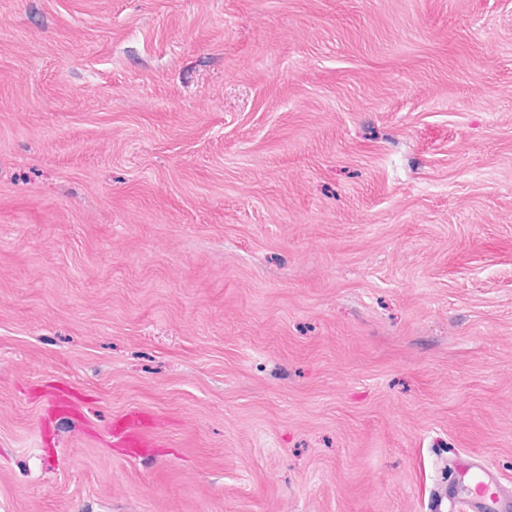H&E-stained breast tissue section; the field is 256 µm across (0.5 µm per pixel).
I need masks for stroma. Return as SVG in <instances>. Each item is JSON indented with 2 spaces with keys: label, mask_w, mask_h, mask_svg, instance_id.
<instances>
[{
  "label": "stroma",
  "mask_w": 512,
  "mask_h": 512,
  "mask_svg": "<svg viewBox=\"0 0 512 512\" xmlns=\"http://www.w3.org/2000/svg\"><path fill=\"white\" fill-rule=\"evenodd\" d=\"M462 454L512 480V0H0V512H448ZM42 397L50 408L58 412L73 413L78 409V399L70 393L68 388L45 386ZM109 435L116 448H140L154 440L153 427L138 412L118 418L111 426Z\"/></svg>",
  "instance_id": "obj_1"
}]
</instances>
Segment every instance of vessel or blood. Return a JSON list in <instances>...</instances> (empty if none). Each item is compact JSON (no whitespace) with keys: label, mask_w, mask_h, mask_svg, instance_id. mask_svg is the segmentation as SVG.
Here are the masks:
<instances>
[{"label":"vessel or blood","mask_w":512,"mask_h":512,"mask_svg":"<svg viewBox=\"0 0 512 512\" xmlns=\"http://www.w3.org/2000/svg\"><path fill=\"white\" fill-rule=\"evenodd\" d=\"M43 398L53 410L70 413L78 408L77 398L68 388L45 387ZM117 448H140L151 444L154 430L140 413L118 418L109 431ZM456 482L448 498L456 512H512V488L507 487L488 463L469 457L457 460Z\"/></svg>","instance_id":"b4317fda"}]
</instances>
